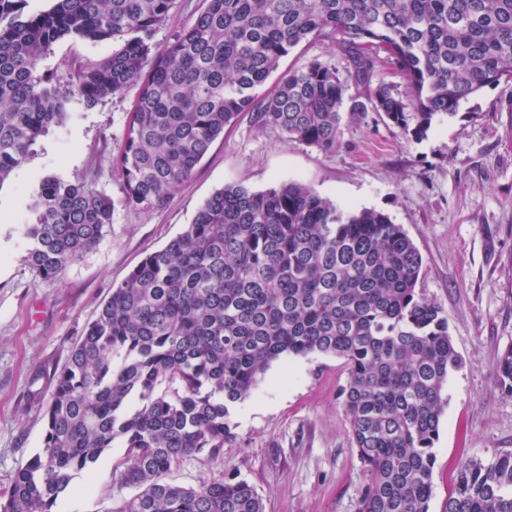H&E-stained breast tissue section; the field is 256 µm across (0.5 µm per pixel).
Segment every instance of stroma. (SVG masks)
<instances>
[{
    "mask_svg": "<svg viewBox=\"0 0 512 512\" xmlns=\"http://www.w3.org/2000/svg\"><path fill=\"white\" fill-rule=\"evenodd\" d=\"M116 48L113 41L74 36L53 45L36 73L51 77L68 117L0 185V489L42 448L50 375L113 285L182 233L224 186L263 191L299 181L344 211L388 215L422 256L419 286L447 317L461 357L448 377V404L434 444L430 512H441L460 461L512 452V397L495 376L500 355L512 345V114L500 109L512 97V84L481 89L420 139L375 112L344 115L332 153L240 117L166 205L144 213L123 205L112 173L136 88L91 107L71 98L79 69ZM313 59L342 72L348 67L338 44L315 41L291 49L279 70ZM46 175L90 185L114 204L106 236L54 280L42 279L25 259L27 205ZM347 377L344 359L334 355L272 362L253 394L232 411L235 440L219 456L184 458L169 481L194 486L222 475L243 479L263 497L265 512H357L365 476L338 398ZM122 454L114 445L93 476L77 475L61 512H107L131 496L113 473Z\"/></svg>",
    "mask_w": 512,
    "mask_h": 512,
    "instance_id": "stroma-1",
    "label": "stroma"
}]
</instances>
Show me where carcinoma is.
Wrapping results in <instances>:
<instances>
[{"label":"carcinoma","instance_id":"cac0c4a2","mask_svg":"<svg viewBox=\"0 0 512 512\" xmlns=\"http://www.w3.org/2000/svg\"><path fill=\"white\" fill-rule=\"evenodd\" d=\"M0 0V186L37 139L67 117L49 78L34 75L66 36L119 39L77 74L87 107L131 86L138 96L113 162L125 207L150 212L189 178L244 114L258 128L336 151L352 112H381L423 137L479 90L512 83V0H206L172 42H153L174 0ZM332 40L348 76L316 59L262 86L290 49ZM394 68L398 93L375 81ZM26 259L56 278L112 224V202L86 184L41 178L28 205ZM422 257L385 214L339 210L307 185L215 192L191 224L151 251L54 369L40 452L0 492V512H58L76 475L115 441L113 472L136 490L106 512H264L245 480L185 487L165 480L183 458L216 456L235 438L231 412L283 355L345 359L340 390L366 482L357 512H429L433 452L460 366L441 308L417 288ZM512 396V346L496 366ZM443 512H512V453L466 459Z\"/></svg>","mask_w":512,"mask_h":512}]
</instances>
